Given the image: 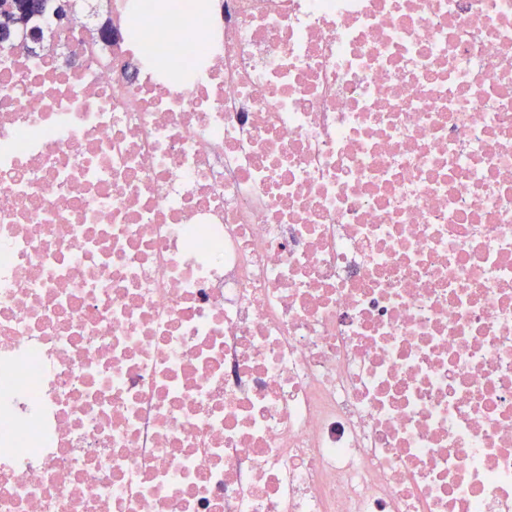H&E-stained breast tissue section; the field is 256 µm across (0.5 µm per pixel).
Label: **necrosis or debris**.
<instances>
[{"label": "necrosis or debris", "instance_id": "4bbe7bcc", "mask_svg": "<svg viewBox=\"0 0 512 512\" xmlns=\"http://www.w3.org/2000/svg\"><path fill=\"white\" fill-rule=\"evenodd\" d=\"M0 43V512H512V0H104Z\"/></svg>", "mask_w": 512, "mask_h": 512}]
</instances>
